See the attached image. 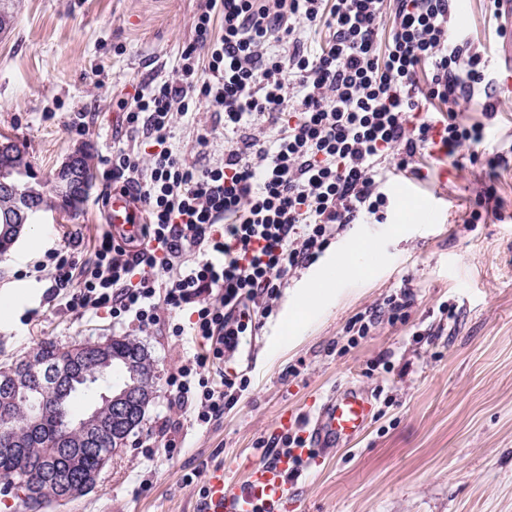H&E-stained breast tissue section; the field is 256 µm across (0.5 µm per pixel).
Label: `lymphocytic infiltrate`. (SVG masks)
I'll use <instances>...</instances> for the list:
<instances>
[{"label":"lymphocytic infiltrate","mask_w":512,"mask_h":512,"mask_svg":"<svg viewBox=\"0 0 512 512\" xmlns=\"http://www.w3.org/2000/svg\"><path fill=\"white\" fill-rule=\"evenodd\" d=\"M452 7L453 0H204L175 74L127 104V126L152 149L144 156L114 146L102 177L143 212L139 237L105 232L81 263L64 244L35 270L78 315L103 310L116 325H162L170 337L202 339L203 351L166 379L171 427L223 417L249 380L212 370L241 352L257 318L272 314L286 276L313 264L361 213L384 220L378 166L387 156L396 155L402 172L436 145L499 166L484 124L496 110L495 86L483 53L451 39ZM301 19L326 28L325 48L304 47L294 26ZM278 30L288 47L267 52ZM421 68L431 73L423 90ZM477 96L483 120H459L454 105ZM434 100L452 107L436 121L427 116ZM203 104L239 138L223 163L200 169L170 139L176 119ZM259 114L279 127L261 149L249 132Z\"/></svg>","instance_id":"lymphocytic-infiltrate-1"}]
</instances>
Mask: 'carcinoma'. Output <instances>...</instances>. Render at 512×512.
Masks as SVG:
<instances>
[{"mask_svg":"<svg viewBox=\"0 0 512 512\" xmlns=\"http://www.w3.org/2000/svg\"><path fill=\"white\" fill-rule=\"evenodd\" d=\"M32 185L20 177L15 178L14 191L0 194V225L16 213L29 197ZM82 354L71 358L65 347L53 341L42 343L36 350L45 366V372L55 374L74 362L81 364V371L95 378L86 386L76 383L66 395L64 410L48 402L41 407L36 432H30L26 420L33 412L35 396L28 391H18L11 403L10 417L0 418V494L9 495L22 488V483L32 473L39 475L41 502L59 501L63 495L68 500L86 494L85 479L98 480L102 468L112 460V453L127 445L131 435L142 424L146 410L155 396V364L148 349L137 340L123 336L112 338L109 356L112 365L99 359L95 343L81 342ZM133 386L136 394L133 421L112 424V438L88 444L84 437L73 434L66 438L62 432V412L77 416L79 407L103 400V394L125 386Z\"/></svg>","mask_w":512,"mask_h":512,"instance_id":"obj_1","label":"carcinoma"}]
</instances>
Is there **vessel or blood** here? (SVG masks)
<instances>
[{
  "label": "vessel or blood",
  "instance_id": "1",
  "mask_svg": "<svg viewBox=\"0 0 512 512\" xmlns=\"http://www.w3.org/2000/svg\"><path fill=\"white\" fill-rule=\"evenodd\" d=\"M110 219L117 225L138 221L134 206L119 194L112 197ZM373 411V400L355 388L328 394L317 414L306 423L302 434L304 446L297 449L295 457H308L315 449L338 441H354L365 431ZM293 459L276 455L251 466L236 481L227 480L223 471H213L202 512H288V479L295 471Z\"/></svg>",
  "mask_w": 512,
  "mask_h": 512
}]
</instances>
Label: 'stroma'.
Returning a JSON list of instances; mask_svg holds the SVG:
<instances>
[{
    "label": "stroma",
    "mask_w": 512,
    "mask_h": 512,
    "mask_svg": "<svg viewBox=\"0 0 512 512\" xmlns=\"http://www.w3.org/2000/svg\"><path fill=\"white\" fill-rule=\"evenodd\" d=\"M202 0H19L12 29L0 34V141L24 151L36 180L48 181L77 146L96 177L77 213H40L0 256V367L32 355L45 341L69 344L133 336L156 363V398L141 428L113 455L96 487L40 512H199L193 469H223L228 479L263 462L283 434L282 420L311 417L324 396L354 386L375 404L367 431L349 444L315 451L290 490V512H512V95H501L489 119L491 144L506 158L495 180L498 216L470 223L489 179L468 153L437 157L423 150L414 171L393 175L416 190L412 205L433 220L400 222L404 204L390 196L386 218L361 215L330 241L319 259L287 277L272 314L250 346L225 358L250 386L209 427L184 424L182 451L160 449L170 416L167 376L195 352L192 337L173 342L163 331L113 326L106 315L79 317L53 297L49 279L32 277L44 253L69 245L88 260L109 225L102 204L103 161L114 141L132 142L120 101L140 85L170 76L194 33ZM491 0H468L465 35L496 62L501 23ZM208 128V147L196 145ZM232 142L224 120L207 108L175 124L173 144L190 163L224 160ZM362 242L368 277L340 281L308 320L291 328L299 294ZM413 291L405 320L376 323L354 340L345 327L356 315Z\"/></svg>",
    "instance_id": "1"
}]
</instances>
